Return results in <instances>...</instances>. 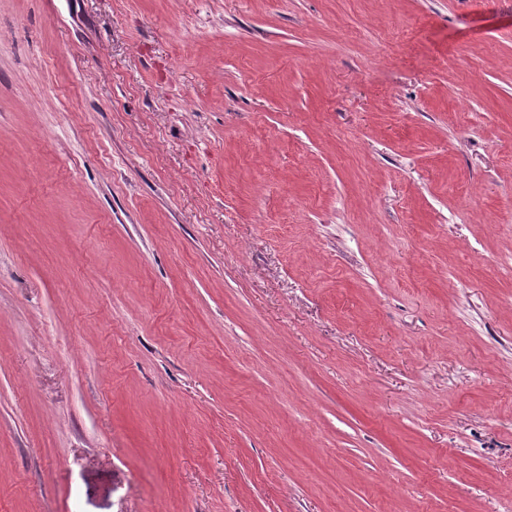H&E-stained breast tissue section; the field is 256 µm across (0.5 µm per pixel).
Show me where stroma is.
<instances>
[{"mask_svg":"<svg viewBox=\"0 0 512 512\" xmlns=\"http://www.w3.org/2000/svg\"><path fill=\"white\" fill-rule=\"evenodd\" d=\"M0 512H512V0H0Z\"/></svg>","mask_w":512,"mask_h":512,"instance_id":"stroma-1","label":"stroma"}]
</instances>
